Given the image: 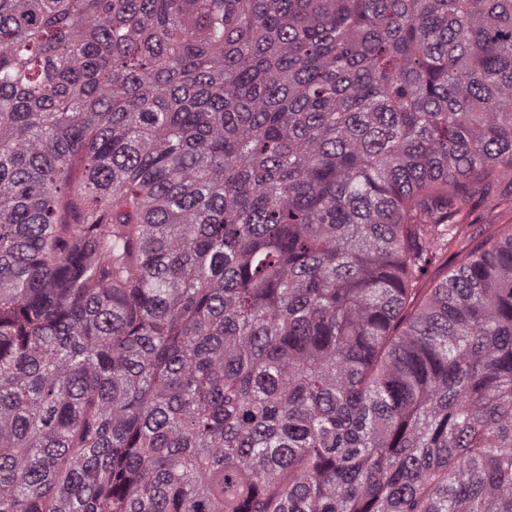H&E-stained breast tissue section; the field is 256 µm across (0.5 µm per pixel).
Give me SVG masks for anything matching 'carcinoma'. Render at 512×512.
Instances as JSON below:
<instances>
[{"mask_svg":"<svg viewBox=\"0 0 512 512\" xmlns=\"http://www.w3.org/2000/svg\"><path fill=\"white\" fill-rule=\"evenodd\" d=\"M503 203L512 0H0V512H512ZM464 224H474V229L477 233L483 236H489L494 233L501 224H512V209L497 208V209H479L478 211L469 214Z\"/></svg>","mask_w":512,"mask_h":512,"instance_id":"carcinoma-1","label":"carcinoma"}]
</instances>
